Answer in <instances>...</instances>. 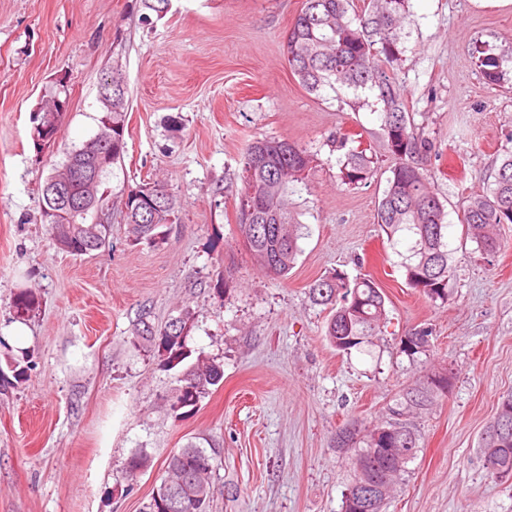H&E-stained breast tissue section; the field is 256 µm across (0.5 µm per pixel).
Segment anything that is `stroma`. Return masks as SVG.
<instances>
[{
    "label": "stroma",
    "instance_id": "35a3bbf8",
    "mask_svg": "<svg viewBox=\"0 0 512 512\" xmlns=\"http://www.w3.org/2000/svg\"><path fill=\"white\" fill-rule=\"evenodd\" d=\"M303 3L170 0L159 18L140 0H0V512H143L165 459L191 440L218 450L210 512H341L353 470L339 429L380 423L403 388L444 366L452 390L418 419L420 451L387 512H512V478L490 477L480 458L512 393V224L486 256L460 246L458 217L512 153V71L487 84L471 54L482 41L512 56V8L412 0L401 27L396 76L436 146L428 179L448 212L452 294L435 306L409 288L375 220L391 166L379 113L364 91L312 93L288 68L284 39ZM116 65L130 108L127 152L104 179L111 234L74 256L40 221L42 188L98 132L101 79ZM60 83L68 110L36 146L32 115ZM340 133L373 155L365 186L337 178ZM262 137L320 158L293 196L302 236L284 279L256 264L237 226V175ZM149 180L177 197L179 221L137 245L121 191ZM335 270L372 275L388 297L369 352L342 356L326 340L328 312L308 289ZM21 288L40 299L22 322L11 307ZM183 312L188 349L221 361L224 379L178 418L177 370L133 339L142 315L161 324ZM416 328L430 331L432 352L412 362L401 340ZM25 354L33 368L19 380ZM138 452L150 465L132 481Z\"/></svg>",
    "mask_w": 512,
    "mask_h": 512
}]
</instances>
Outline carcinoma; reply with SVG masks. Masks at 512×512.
<instances>
[{"mask_svg": "<svg viewBox=\"0 0 512 512\" xmlns=\"http://www.w3.org/2000/svg\"><path fill=\"white\" fill-rule=\"evenodd\" d=\"M411 0H305L288 29L284 50L288 67L300 85L311 93L326 86L340 84L354 89H367L379 106L383 127L384 149L391 160V176L387 180L376 210L377 224L392 239L409 242L402 264L406 283L429 302L444 304L451 293L452 266L448 243L445 204L428 186L425 163L435 152L434 143L416 127L413 113L394 65L401 60L400 27L408 16ZM473 53L487 83L497 85L506 75V59L483 45ZM112 88V98L124 100L128 88L122 69L115 67L106 75L101 88ZM127 106L121 111L104 113L98 137L106 139L104 150L112 152V163L99 171L91 217L104 213L107 190L103 179L124 158L127 149ZM64 116L62 112L33 114V137L36 145L51 142ZM335 150L343 152L338 159V178L350 189L367 184L372 177L373 160L366 150L347 147L348 138L332 139ZM81 163L92 169L93 158L73 149L66 154V164L58 175L71 170L70 164ZM314 154L286 139L257 138L244 156L238 178L239 199L256 203L253 213H238V228L244 242L259 266L269 275L285 277L293 268L300 252L301 224L297 206L291 199L294 187L307 182ZM163 197L153 207L154 188ZM126 224L132 242L153 244L161 239L162 228L178 223L179 205L167 185L154 181L123 190ZM41 218L49 227L56 247L76 256L90 255L106 246L110 225L93 224V238L86 236V224H55L50 210L53 199L49 184L42 189ZM461 223L475 250L492 255L501 248L497 228L512 224V154L497 169L494 181L481 193L466 197ZM313 303L329 310L325 336L339 353L367 352L373 338L386 323V296L369 276L349 278L337 271L315 280L309 286ZM11 306L19 318L28 317L40 308L32 291L22 288L13 295ZM190 320L180 314L176 320L153 325L142 318L134 345L146 344L157 349L164 365L172 369L187 359L186 336ZM430 333L425 329L412 332L402 341V353L411 359L427 354ZM224 377L223 365L198 356L196 362L178 376L180 387L169 401L170 413L187 415L195 410L208 389ZM440 394L419 380L401 390L388 408L387 426L399 429L398 445L410 456L398 461L388 456L375 442L378 427L360 429L337 442L338 450L349 455L355 479L344 495L342 512H353L369 506L372 512H383L394 482L404 474L409 461L419 452V435L410 417L429 410ZM512 420V394L498 402L496 416L489 430H494L503 417ZM483 467L497 478L512 477V440L498 448L483 438ZM216 451H207L190 441L167 457L161 483L146 504L144 512H209L214 495L212 472Z\"/></svg>", "mask_w": 512, "mask_h": 512, "instance_id": "1", "label": "carcinoma"}]
</instances>
